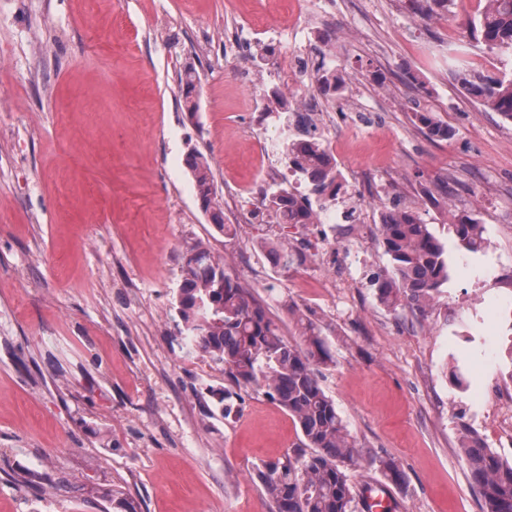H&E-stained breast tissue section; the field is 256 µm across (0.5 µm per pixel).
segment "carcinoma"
Listing matches in <instances>:
<instances>
[{
  "label": "carcinoma",
  "mask_w": 512,
  "mask_h": 512,
  "mask_svg": "<svg viewBox=\"0 0 512 512\" xmlns=\"http://www.w3.org/2000/svg\"><path fill=\"white\" fill-rule=\"evenodd\" d=\"M492 9L473 22L475 32L490 51L512 52V0H493ZM460 85L489 112L512 120V75L480 77L460 67ZM185 110L199 108L193 71L180 78ZM432 137L452 136L448 125L430 112L415 113ZM282 158L294 175L323 195L339 176L336 160L314 134L283 143ZM203 210L219 232L226 230L224 213L212 198L214 176L197 151L186 159ZM281 224H309L314 218L310 199L286 186L263 193ZM461 248L478 253L484 248V225L468 215L454 216L451 224ZM379 233L392 264V275L377 280L380 301L387 307L423 313L448 282V255L429 225L411 209L386 207ZM262 249L283 269L303 261L302 254L283 241H269ZM224 287H218V280ZM177 310L193 347L219 367L239 388L256 387L276 402L299 427L300 447L257 467V478L274 512H356L357 493L348 468L362 458L334 401L323 390L320 368L334 362L319 328L290 308L298 335L287 340L266 310L224 270L209 247L198 243L183 257ZM460 448L471 479L483 502V512H512V463L486 448L479 436L464 430ZM395 485L404 474L393 459L380 461Z\"/></svg>",
  "instance_id": "carcinoma-1"
}]
</instances>
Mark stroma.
Listing matches in <instances>:
<instances>
[{
  "instance_id": "stroma-1",
  "label": "stroma",
  "mask_w": 512,
  "mask_h": 512,
  "mask_svg": "<svg viewBox=\"0 0 512 512\" xmlns=\"http://www.w3.org/2000/svg\"><path fill=\"white\" fill-rule=\"evenodd\" d=\"M324 20L280 32L288 0H0V512H271L255 465L301 436L262 391L237 388L186 346L175 296L186 251L202 242L280 326L296 306L334 357L322 385L363 449L355 490L388 493L393 512H482L459 448L475 431L512 462V435L492 433L512 383V324L486 327L475 294L512 300V121L485 111L454 78L512 73V56L468 28L485 0H458L447 20L404 0H310ZM248 55L314 49L302 78L350 81L361 111L321 130L341 177L314 211L377 200L367 224L283 227L262 201L290 175L260 161L288 106L270 81L240 84ZM193 70L196 117L179 77ZM448 123L431 137L416 108ZM201 152L216 199L247 220L218 233L186 157ZM455 191L442 197L440 183ZM406 195L448 253V281L426 312L377 295L392 271L381 205ZM479 218L486 247L460 249L453 215ZM286 240L290 269L262 250ZM497 338L493 366L471 356ZM466 372L459 390L451 360ZM227 391L229 415L206 392ZM404 473L394 485L378 461Z\"/></svg>"
}]
</instances>
